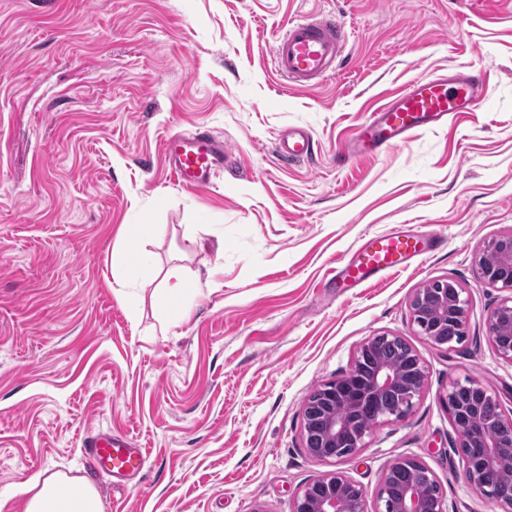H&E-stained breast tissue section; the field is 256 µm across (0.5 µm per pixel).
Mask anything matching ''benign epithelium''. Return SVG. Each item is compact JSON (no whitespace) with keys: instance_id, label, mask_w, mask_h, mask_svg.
Masks as SVG:
<instances>
[{"instance_id":"1","label":"benign epithelium","mask_w":512,"mask_h":512,"mask_svg":"<svg viewBox=\"0 0 512 512\" xmlns=\"http://www.w3.org/2000/svg\"><path fill=\"white\" fill-rule=\"evenodd\" d=\"M497 263H486L488 254ZM477 284L504 295L487 317V338L495 354L512 364V230L487 240L477 256ZM468 289L452 279L436 280L417 289L410 301L417 335L431 346L449 347L448 335L464 333ZM399 346L398 359L378 351ZM428 380L425 362L396 334L367 338L355 351L350 369L315 387L304 403L303 439L309 455L333 462L355 456L367 447L373 429L406 420L420 400ZM443 401L459 436L454 447L482 448L465 457L468 485L500 507L503 491L512 486V417L505 415L499 397L481 382L467 378L448 384ZM376 413L372 424L362 414ZM421 462L401 458L384 472L377 492V512H446L440 484L432 479L418 485L403 478L409 466ZM365 489L339 471L326 472L309 482L294 500V512H366Z\"/></svg>"}]
</instances>
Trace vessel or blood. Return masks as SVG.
I'll return each instance as SVG.
<instances>
[{"mask_svg": "<svg viewBox=\"0 0 512 512\" xmlns=\"http://www.w3.org/2000/svg\"><path fill=\"white\" fill-rule=\"evenodd\" d=\"M350 34L339 18L321 14L289 22L273 47L275 70L289 87H312L335 73ZM485 73L464 68L443 71L429 78L409 81L402 90L376 108L351 144L352 155L376 158L381 152L407 145L421 130L447 125L450 114L472 112L485 97ZM314 151L312 134L291 129L277 145L279 158L296 161ZM164 154L170 175L180 186L204 189L224 168L223 139L190 132L169 137ZM420 252L411 237L388 233L370 237L354 259L336 270L343 284L359 285L389 271L407 269ZM91 466L119 483L142 470L144 449L129 439L99 433L85 441Z\"/></svg>", "mask_w": 512, "mask_h": 512, "instance_id": "vessel-or-blood-1", "label": "vessel or blood"}]
</instances>
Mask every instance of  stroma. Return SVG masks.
I'll return each mask as SVG.
<instances>
[{"mask_svg":"<svg viewBox=\"0 0 512 512\" xmlns=\"http://www.w3.org/2000/svg\"><path fill=\"white\" fill-rule=\"evenodd\" d=\"M322 12L351 32L346 61L315 88L284 89L275 39ZM453 65L486 72L478 111L345 158L372 110ZM291 127L317 147L284 166L276 145ZM199 128L227 159L191 190L172 181L163 144ZM510 228L512 0H0V512H25L17 487L43 470L91 482L104 512H292L332 469L375 512L401 457L435 473L447 512H502L466 483L442 396L474 378L512 416V364L486 337L499 293L475 268ZM393 230L442 243L407 270L333 287L341 259ZM123 237L157 270H184L188 318L160 326L155 278L116 297ZM448 278L469 304L465 338L446 350L416 334L409 303ZM382 333L425 362L420 401L359 455L312 458L308 394ZM98 432L146 450L128 486L90 469L84 440Z\"/></svg>","mask_w":512,"mask_h":512,"instance_id":"obj_1","label":"stroma"}]
</instances>
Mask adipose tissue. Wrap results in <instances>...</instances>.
I'll return each instance as SVG.
<instances>
[{
    "instance_id": "1",
    "label": "adipose tissue",
    "mask_w": 512,
    "mask_h": 512,
    "mask_svg": "<svg viewBox=\"0 0 512 512\" xmlns=\"http://www.w3.org/2000/svg\"><path fill=\"white\" fill-rule=\"evenodd\" d=\"M21 488L30 495L25 512H103L95 488L59 471L31 475Z\"/></svg>"
}]
</instances>
